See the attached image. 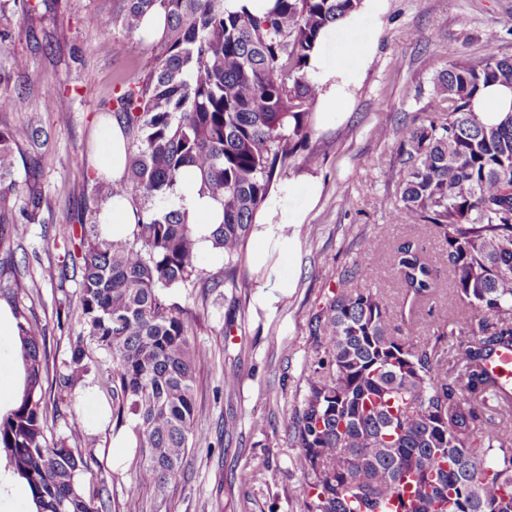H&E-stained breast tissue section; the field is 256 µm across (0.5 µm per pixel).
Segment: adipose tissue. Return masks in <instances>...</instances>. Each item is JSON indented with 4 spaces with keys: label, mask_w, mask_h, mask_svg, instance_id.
<instances>
[{
    "label": "adipose tissue",
    "mask_w": 512,
    "mask_h": 512,
    "mask_svg": "<svg viewBox=\"0 0 512 512\" xmlns=\"http://www.w3.org/2000/svg\"><path fill=\"white\" fill-rule=\"evenodd\" d=\"M336 40L335 28H327L317 41L310 57L308 73L311 80L319 88V98L315 112L323 126H332L336 121V105L350 96L352 78L349 74L337 70L330 63V48ZM473 109L481 121L488 125L498 124L508 112L512 111V88L499 84L485 87L476 96ZM106 151L98 164L97 172L107 180L120 181L125 174L127 142L120 125L106 129ZM176 207L185 214L188 223L193 224L197 239L198 254L219 262L224 258L222 251L212 246L211 234L215 224L223 220V208L217 200L201 194L199 179L195 172H187L175 201ZM304 213L288 214L282 205L279 193H270L267 201L255 216L256 227L253 231L254 247L251 261L256 266H264L270 243H278L281 247H289L288 236H275L274 225L302 223ZM97 222L103 237L112 239L132 238L138 222L137 209L129 198L115 196L109 198L101 207Z\"/></svg>",
    "instance_id": "1"
}]
</instances>
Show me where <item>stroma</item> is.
<instances>
[{
	"mask_svg": "<svg viewBox=\"0 0 512 512\" xmlns=\"http://www.w3.org/2000/svg\"><path fill=\"white\" fill-rule=\"evenodd\" d=\"M108 6V0H52L34 31L13 26L0 44V69L11 74L10 90L23 95L21 107L0 123L21 127L35 120L46 132L43 145L21 143L15 176L35 183L48 203L43 223L29 225L23 240H0V307L24 305L45 325L50 360L58 366L68 361L80 331L79 277L62 282L51 272L71 247L68 222L93 224L105 202L94 173L105 147L104 107L123 81L143 77L158 49L120 29L101 34L88 28L86 17ZM411 28L417 39H407ZM490 30L501 36L492 46L484 39ZM46 42L52 55L41 49ZM358 45L369 56L335 127L312 130L317 164L287 168L275 185L293 214L304 204L296 178L306 173L320 184L319 201L304 223L284 228L296 240L294 252L270 248L259 269L240 258L234 282L173 294L191 307L190 334L207 360L197 371L196 437L181 479L169 486V512H306L303 480L293 464L297 450L285 430L306 392L316 318L341 285L363 291L390 280L392 254L413 232L380 205L399 198L392 129L419 109L416 89L430 88L447 68L449 52L462 59L492 51L512 55V0H383L381 10L337 31L331 53L337 66L352 67L349 50ZM17 58L25 70H14ZM49 94L66 112L65 123L42 112ZM423 245L440 270L435 297L405 324L398 289L387 291L390 317L412 342L430 339L432 323L453 316L446 245L432 232ZM358 262L372 266L373 276L342 282L344 271ZM274 274L289 285L272 294L264 283ZM86 362L89 371L75 387L51 393L53 433L87 457L86 496H103L107 512H151L149 501L130 492L134 445L114 444L116 437L132 435L133 426L117 425L112 416V393L104 382L110 361L92 346ZM228 372L239 376L231 391L224 387Z\"/></svg>",
	"mask_w": 512,
	"mask_h": 512,
	"instance_id": "1",
	"label": "stroma"
}]
</instances>
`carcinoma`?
Instances as JSON below:
<instances>
[{
	"instance_id": "carcinoma-1",
	"label": "carcinoma",
	"mask_w": 512,
	"mask_h": 512,
	"mask_svg": "<svg viewBox=\"0 0 512 512\" xmlns=\"http://www.w3.org/2000/svg\"><path fill=\"white\" fill-rule=\"evenodd\" d=\"M0 0V36L11 17L29 23L36 7ZM226 0H112L87 25L133 33L150 12L168 33L136 88L113 97L109 114L135 148L126 175L103 183L107 197L139 208L132 239L85 234L79 262L83 332L70 347L59 383L88 371L89 343L112 362V416L135 422L130 491L169 512L168 485L183 472L196 415L194 386L205 354L191 341L188 307L170 299L201 279L193 225L174 201L183 175L219 200L224 221L212 233L227 270L205 280L220 288L253 231L277 171L298 157L311 165V116L319 90L308 59L320 33L363 0H274L262 16ZM512 87V56L491 52L460 60L432 81L427 108L392 129L401 164L394 218L431 228L447 245L454 310L433 339L409 342L388 315L383 282L343 288L317 317L321 353L305 373L306 393L288 424L305 487L307 512H512V384L490 360L512 348V112L485 125L472 103L489 84ZM40 128L0 126V237L19 238L40 222L45 200L14 177L21 141ZM26 196L25 222L8 208ZM403 307L413 315L437 291L439 269L419 233L393 257ZM25 371L16 406L0 417V453L25 481L36 512H103L83 492L87 458L64 438L47 436L49 377L45 328L14 308Z\"/></svg>"
}]
</instances>
